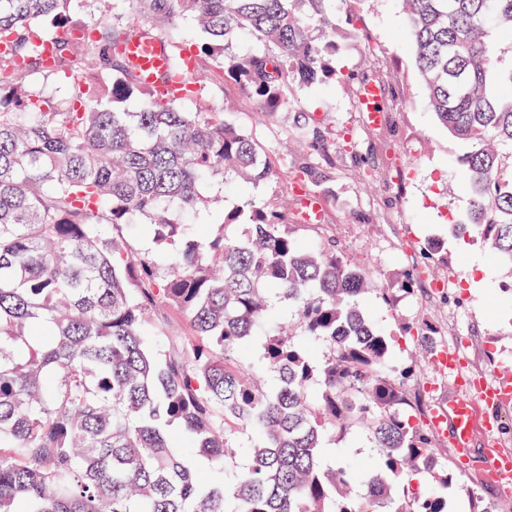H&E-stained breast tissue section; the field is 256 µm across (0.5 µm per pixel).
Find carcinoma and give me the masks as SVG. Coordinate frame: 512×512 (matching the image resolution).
<instances>
[{
	"label": "carcinoma",
	"mask_w": 512,
	"mask_h": 512,
	"mask_svg": "<svg viewBox=\"0 0 512 512\" xmlns=\"http://www.w3.org/2000/svg\"><path fill=\"white\" fill-rule=\"evenodd\" d=\"M127 2L0 0V512H448L454 476L433 431L401 413L413 403L390 363L394 337L359 303L373 291L391 304L394 289L375 287L334 245L301 246L291 231L305 223L301 200L226 209L203 192L279 173L244 130L205 104L184 106L210 92L207 59L260 111H292L291 88L336 75L328 10L351 0H137L146 18L205 33L192 67L164 28L122 23ZM402 2L428 105L465 146L469 206L452 232L511 272L512 0ZM45 25L51 67L33 31ZM351 25L365 51L377 46L359 14ZM238 32L259 47L228 54ZM136 35L160 43L158 83L178 76L186 96L141 83L123 50ZM56 73L74 96L31 83ZM340 80L358 94L388 75L372 64ZM296 136L307 161L288 172L301 184L336 164L377 177L374 155L352 142L328 156L326 125L301 123ZM210 210L221 220L202 239L182 216ZM135 230L152 248L135 247ZM282 305L321 356L278 320ZM161 306L185 314L193 335L151 339ZM255 345L263 381L246 364ZM356 430L381 450L361 475L325 461ZM419 473L433 491L399 495Z\"/></svg>",
	"instance_id": "carcinoma-1"
}]
</instances>
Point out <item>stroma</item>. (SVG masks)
<instances>
[{
  "instance_id": "35a3bbf8",
  "label": "stroma",
  "mask_w": 512,
  "mask_h": 512,
  "mask_svg": "<svg viewBox=\"0 0 512 512\" xmlns=\"http://www.w3.org/2000/svg\"><path fill=\"white\" fill-rule=\"evenodd\" d=\"M361 13L374 41L393 64L390 86L407 104L406 111L394 113L391 127L375 138L379 163L391 171L410 168L413 176L398 184L384 180L367 188L350 169L336 167L330 180L314 189L328 210L322 235L303 224L295 225L294 232L302 244L310 246L319 245L324 236L335 239L348 262L363 266L387 284L423 264L421 249L428 240L445 242L447 252L435 263L434 276L419 278L414 293L392 307L378 294L369 293L361 297V307L393 332L423 319L431 321L437 329L434 346L458 349L465 359L464 374L478 371L490 382L499 374H512V294L505 290L512 276L495 268L479 245L462 254L460 241L449 227L450 219H463L468 206L456 165L463 147L439 125L427 105L399 0H364ZM290 100L293 112L273 117L260 112L233 85L214 89L211 96L213 108L225 122L245 128L276 164L285 167L302 154L294 125L303 116L332 125L340 137L359 128L365 118L344 89L331 82L293 89ZM293 190L284 177L257 187L233 184L224 189L212 184L207 188L211 194L223 193L229 207L244 196L260 205ZM471 260L481 266L484 278L482 288L474 291L467 284ZM412 347V341H398L392 365L408 371V390L425 407L447 405L458 393L453 379L440 372L432 356L412 364ZM485 443L484 434H475L470 468L448 490V512H471L476 505L491 512H512V495L483 477L488 461Z\"/></svg>"
}]
</instances>
